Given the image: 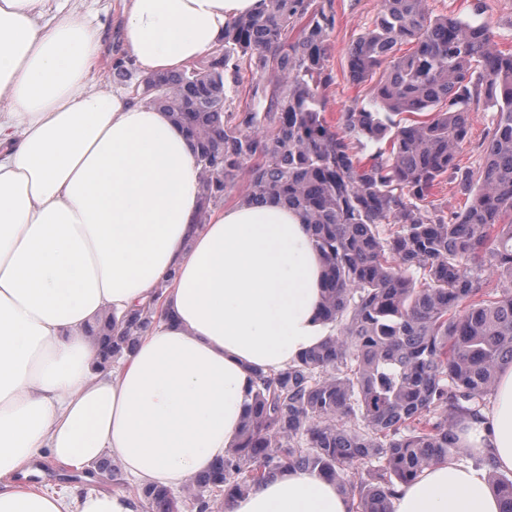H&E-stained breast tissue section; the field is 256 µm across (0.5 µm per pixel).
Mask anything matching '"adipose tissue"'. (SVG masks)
<instances>
[{
	"mask_svg": "<svg viewBox=\"0 0 512 512\" xmlns=\"http://www.w3.org/2000/svg\"><path fill=\"white\" fill-rule=\"evenodd\" d=\"M260 0H124L122 47L145 73L189 65ZM94 17L0 0V512H136L124 492L55 495L16 474L48 451L78 469L178 488L234 447L256 371L285 370L328 333L322 263L278 199L202 210L200 167L169 113L90 78ZM160 312L104 362L88 330L137 303ZM484 423L512 470V365ZM484 470L444 460L392 512H502ZM314 471L271 476L226 512H348Z\"/></svg>",
	"mask_w": 512,
	"mask_h": 512,
	"instance_id": "obj_1",
	"label": "adipose tissue"
}]
</instances>
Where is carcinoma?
Masks as SVG:
<instances>
[{
    "label": "carcinoma",
    "instance_id": "obj_1",
    "mask_svg": "<svg viewBox=\"0 0 512 512\" xmlns=\"http://www.w3.org/2000/svg\"><path fill=\"white\" fill-rule=\"evenodd\" d=\"M335 24L325 0H261L198 62L131 87L191 139L201 209L245 175L246 199L273 196L301 214L326 269L329 334L286 370L257 373L239 442L185 485L196 512L288 468L335 481L349 512H392L400 488L457 450V421L483 420L512 365V49L490 25L435 15L427 0H382L348 49L350 80L371 83L379 108L353 103L332 126L321 89ZM247 70L274 79L251 82L233 110ZM481 106L490 126L463 169ZM354 139L380 148L361 157ZM457 178L468 203L448 213L434 190ZM158 313L138 306L119 328L106 318L104 354L131 349ZM487 481L512 512V475L493 465ZM134 494L148 512H180L165 486Z\"/></svg>",
    "mask_w": 512,
    "mask_h": 512
}]
</instances>
